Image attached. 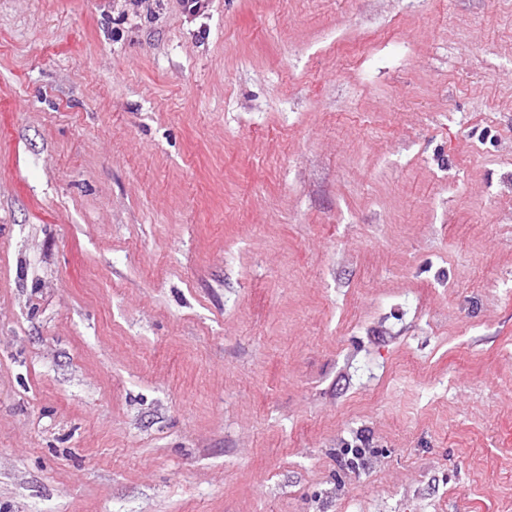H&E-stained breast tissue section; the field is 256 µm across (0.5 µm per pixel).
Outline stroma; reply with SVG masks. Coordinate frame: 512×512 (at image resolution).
Listing matches in <instances>:
<instances>
[{"mask_svg":"<svg viewBox=\"0 0 512 512\" xmlns=\"http://www.w3.org/2000/svg\"><path fill=\"white\" fill-rule=\"evenodd\" d=\"M0 512H512V0H0Z\"/></svg>","mask_w":512,"mask_h":512,"instance_id":"stroma-1","label":"stroma"}]
</instances>
